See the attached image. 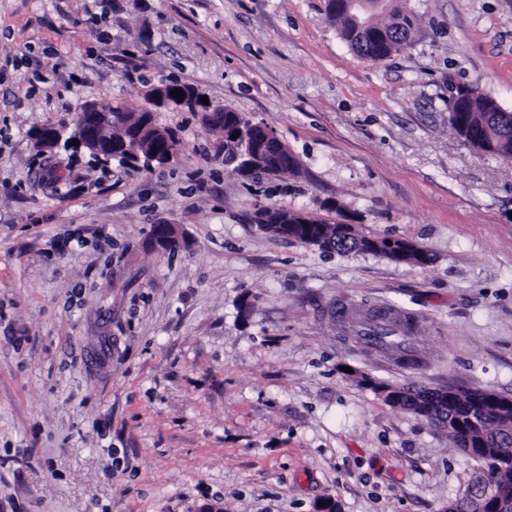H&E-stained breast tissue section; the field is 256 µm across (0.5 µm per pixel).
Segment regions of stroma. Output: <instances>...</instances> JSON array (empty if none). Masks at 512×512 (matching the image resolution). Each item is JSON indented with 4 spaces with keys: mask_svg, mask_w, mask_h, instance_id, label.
Masks as SVG:
<instances>
[{
    "mask_svg": "<svg viewBox=\"0 0 512 512\" xmlns=\"http://www.w3.org/2000/svg\"><path fill=\"white\" fill-rule=\"evenodd\" d=\"M407 3L410 45L372 61L326 0H0V512H443L468 487L477 462L356 376L512 398V159L448 125L453 85L512 112V0ZM161 79L273 128L298 174L236 176L194 112L161 113L164 169L30 136ZM263 206L432 261L275 238ZM377 309L414 316L418 366L348 331ZM152 235L154 246L162 251L165 247L180 245L182 242V234L179 225L176 224H157Z\"/></svg>",
    "mask_w": 512,
    "mask_h": 512,
    "instance_id": "35a3bbf8",
    "label": "stroma"
}]
</instances>
